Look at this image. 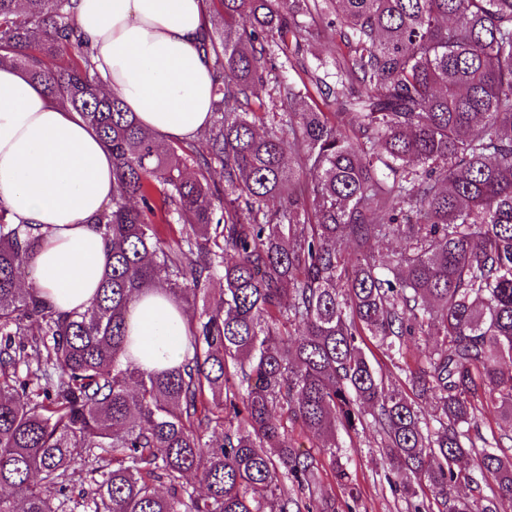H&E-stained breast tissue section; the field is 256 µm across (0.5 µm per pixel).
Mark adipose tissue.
Listing matches in <instances>:
<instances>
[{"label":"adipose tissue","mask_w":512,"mask_h":512,"mask_svg":"<svg viewBox=\"0 0 512 512\" xmlns=\"http://www.w3.org/2000/svg\"><path fill=\"white\" fill-rule=\"evenodd\" d=\"M75 22L100 84L149 131L193 139L213 110L200 47L203 0H77ZM112 200V158L94 131L20 70L0 67V206L46 236L31 270L56 310L90 308L110 261L91 219ZM133 356L145 369L181 363L185 316L163 297L129 306Z\"/></svg>","instance_id":"obj_1"}]
</instances>
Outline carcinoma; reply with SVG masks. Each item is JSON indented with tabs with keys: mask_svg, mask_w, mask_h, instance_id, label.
<instances>
[{
	"mask_svg": "<svg viewBox=\"0 0 512 512\" xmlns=\"http://www.w3.org/2000/svg\"><path fill=\"white\" fill-rule=\"evenodd\" d=\"M206 9L216 100L185 142L99 90L72 0H0V65L112 154V201L94 219L112 264L83 313L20 287L43 232L0 207V512H55L52 491L75 490L88 460L103 480L68 498L81 512H335L290 425L323 439L342 481L338 432L373 430L405 499L427 490L414 512H473L455 489L488 475L482 512H496L512 501V432L488 437L481 421L490 406L512 428V0ZM307 18L340 39L320 103L308 83L325 79L287 77ZM272 91L312 104L271 112ZM392 238L401 249L377 263L370 243ZM148 293L196 308L177 366L131 359L129 304ZM413 336L435 346L426 366H399L403 390L367 350L400 360ZM41 358L57 372L30 369ZM428 393L430 421L414 400Z\"/></svg>",
	"mask_w": 512,
	"mask_h": 512,
	"instance_id": "cac0c4a2",
	"label": "carcinoma"
}]
</instances>
